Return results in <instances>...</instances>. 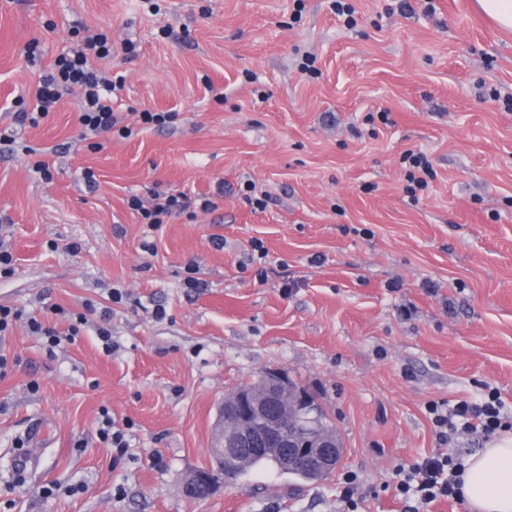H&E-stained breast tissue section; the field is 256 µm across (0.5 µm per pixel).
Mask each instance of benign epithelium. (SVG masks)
Instances as JSON below:
<instances>
[{
	"mask_svg": "<svg viewBox=\"0 0 512 512\" xmlns=\"http://www.w3.org/2000/svg\"><path fill=\"white\" fill-rule=\"evenodd\" d=\"M323 410L279 371L263 372L255 386L224 397L215 427L214 452L232 474L249 457H270L277 468L311 471L336 466L342 445L322 426ZM202 485L212 492L214 472L198 469L184 483L186 495Z\"/></svg>",
	"mask_w": 512,
	"mask_h": 512,
	"instance_id": "1",
	"label": "benign epithelium"
}]
</instances>
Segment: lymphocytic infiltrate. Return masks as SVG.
<instances>
[{
	"label": "lymphocytic infiltrate",
	"mask_w": 512,
	"mask_h": 512,
	"mask_svg": "<svg viewBox=\"0 0 512 512\" xmlns=\"http://www.w3.org/2000/svg\"><path fill=\"white\" fill-rule=\"evenodd\" d=\"M111 52L107 35L98 33L60 55L52 71L42 77L34 92L33 111L16 113V121L37 123L48 116L64 95L76 89L80 92L77 104L81 126L79 139L92 151L103 150V137L111 135L121 119L112 110L115 85L95 67L94 62L105 59ZM130 204L139 211L144 223L158 228L171 217L190 214L197 203L185 194L156 191L149 202L134 198ZM197 205L209 210L214 203L205 199ZM427 412L440 450L396 469L394 490L404 503L403 512H428L429 506L441 498L463 502L464 460L445 451L452 436L465 432L487 442L512 431V412L506 411L494 389L484 394L480 401L460 400L449 408L433 403Z\"/></svg>",
	"instance_id": "1"
}]
</instances>
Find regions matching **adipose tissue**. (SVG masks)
<instances>
[{
	"instance_id": "adipose-tissue-1",
	"label": "adipose tissue",
	"mask_w": 512,
	"mask_h": 512,
	"mask_svg": "<svg viewBox=\"0 0 512 512\" xmlns=\"http://www.w3.org/2000/svg\"><path fill=\"white\" fill-rule=\"evenodd\" d=\"M463 493L474 512H512V435H502L466 462Z\"/></svg>"
}]
</instances>
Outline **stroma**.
<instances>
[{
	"label": "stroma",
	"instance_id": "stroma-1",
	"mask_svg": "<svg viewBox=\"0 0 512 512\" xmlns=\"http://www.w3.org/2000/svg\"><path fill=\"white\" fill-rule=\"evenodd\" d=\"M350 2L351 26L332 0H0V127L32 110L60 54L103 32L112 109L132 130L87 150L70 96L15 125L18 149L0 144L13 255L0 305L25 315L0 335V512H343L348 473L358 512H402L396 468L437 446L428 404L489 386L512 409V30L475 0H416L409 15ZM146 109L174 118L145 129ZM409 150L435 171L417 199ZM251 182L266 209L245 200ZM155 190L217 207L153 230L129 200ZM267 370L332 418L335 471L303 482L266 462L185 497L184 476L213 465L225 395ZM105 411L124 455L98 434ZM35 418L46 441L19 447Z\"/></svg>",
	"mask_w": 512,
	"mask_h": 512
}]
</instances>
